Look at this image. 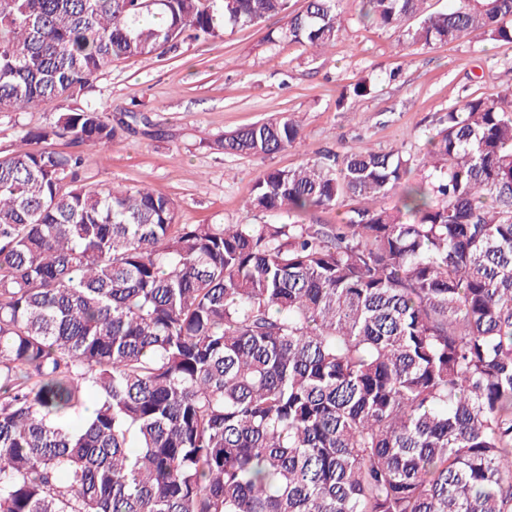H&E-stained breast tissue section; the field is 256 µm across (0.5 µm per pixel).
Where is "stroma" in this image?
<instances>
[{
    "instance_id": "1",
    "label": "stroma",
    "mask_w": 512,
    "mask_h": 512,
    "mask_svg": "<svg viewBox=\"0 0 512 512\" xmlns=\"http://www.w3.org/2000/svg\"><path fill=\"white\" fill-rule=\"evenodd\" d=\"M342 15L344 31L318 55L267 42L268 31L284 24L275 16L175 53L113 62L94 76L92 103L147 121L112 148L90 149L82 182L147 184L175 200L183 224H260L263 216L246 213L242 200L267 168L298 167L323 149L416 154L449 104L468 89L496 96L512 67V43L478 38L404 49L393 31L360 21L356 0H342ZM371 75L380 79L374 94L337 107L344 86ZM279 112L296 116L302 139L273 157L226 154L205 143ZM51 117L44 107L0 114V152L15 150L22 129ZM155 124L164 138L152 137Z\"/></svg>"
}]
</instances>
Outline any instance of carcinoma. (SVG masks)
Instances as JSON below:
<instances>
[{"mask_svg":"<svg viewBox=\"0 0 512 512\" xmlns=\"http://www.w3.org/2000/svg\"><path fill=\"white\" fill-rule=\"evenodd\" d=\"M357 2L403 45L512 43V0ZM341 3L0 0V113L53 109L0 156V512H512V77L416 159L264 171L244 208L272 222L181 224L146 185L80 184L85 149L138 121L78 102L112 62L279 15L268 40L321 50ZM300 141L282 113L213 146ZM344 197L341 223L304 222Z\"/></svg>","mask_w":512,"mask_h":512,"instance_id":"1","label":"carcinoma"}]
</instances>
